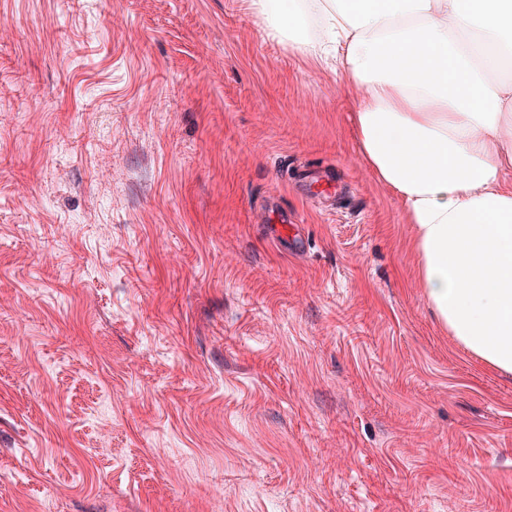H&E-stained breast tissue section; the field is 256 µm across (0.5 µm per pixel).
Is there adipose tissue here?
Here are the masks:
<instances>
[{"label":"adipose tissue","instance_id":"adipose-tissue-1","mask_svg":"<svg viewBox=\"0 0 512 512\" xmlns=\"http://www.w3.org/2000/svg\"><path fill=\"white\" fill-rule=\"evenodd\" d=\"M268 32L319 18L361 158L403 203L419 282L467 351L512 373V0H251ZM321 42V43H324ZM321 43L304 42L317 57Z\"/></svg>","mask_w":512,"mask_h":512}]
</instances>
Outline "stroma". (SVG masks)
Listing matches in <instances>:
<instances>
[{
    "label": "stroma",
    "instance_id": "1",
    "mask_svg": "<svg viewBox=\"0 0 512 512\" xmlns=\"http://www.w3.org/2000/svg\"><path fill=\"white\" fill-rule=\"evenodd\" d=\"M355 109L250 0H0V512H512Z\"/></svg>",
    "mask_w": 512,
    "mask_h": 512
}]
</instances>
